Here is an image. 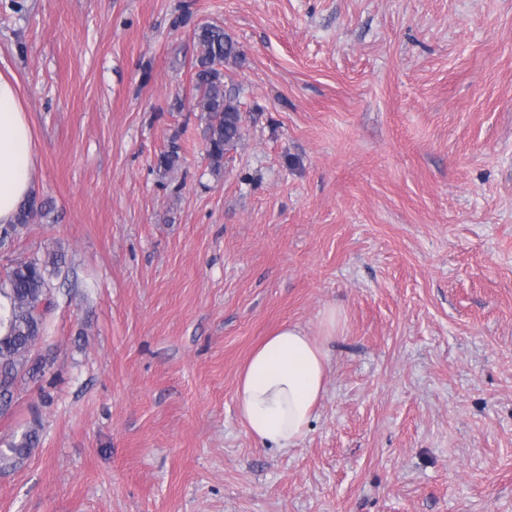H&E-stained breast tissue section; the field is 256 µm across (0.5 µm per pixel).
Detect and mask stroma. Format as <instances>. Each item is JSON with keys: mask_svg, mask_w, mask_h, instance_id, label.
Listing matches in <instances>:
<instances>
[{"mask_svg": "<svg viewBox=\"0 0 512 512\" xmlns=\"http://www.w3.org/2000/svg\"><path fill=\"white\" fill-rule=\"evenodd\" d=\"M202 23L241 51L217 173ZM0 74L45 205L0 278L66 255L0 512H512V0H0ZM286 323L330 363L278 451L234 395ZM198 49L194 62L196 96L194 109L205 120L206 153L211 169L219 172L224 153L242 139L243 117L235 99L224 92V70L221 67L236 60L240 51L237 42L215 23H204L192 31ZM39 431L32 427L23 433L19 441H11L0 448V471L15 469L26 460L38 442Z\"/></svg>", "mask_w": 512, "mask_h": 512, "instance_id": "1", "label": "stroma"}]
</instances>
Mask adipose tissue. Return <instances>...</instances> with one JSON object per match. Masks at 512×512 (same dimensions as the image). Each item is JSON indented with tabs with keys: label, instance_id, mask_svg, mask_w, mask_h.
<instances>
[{
	"label": "adipose tissue",
	"instance_id": "ef3b65f1",
	"mask_svg": "<svg viewBox=\"0 0 512 512\" xmlns=\"http://www.w3.org/2000/svg\"><path fill=\"white\" fill-rule=\"evenodd\" d=\"M36 152L16 78L0 75V224L13 223L28 197ZM328 356L295 324H285L251 354L235 390L238 417L261 445L285 450L307 435L326 390Z\"/></svg>",
	"mask_w": 512,
	"mask_h": 512
}]
</instances>
